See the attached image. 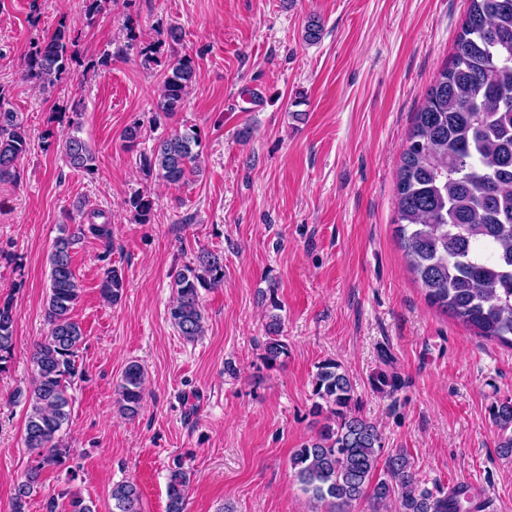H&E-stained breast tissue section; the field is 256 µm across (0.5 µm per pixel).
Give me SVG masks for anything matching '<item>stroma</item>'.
Returning a JSON list of instances; mask_svg holds the SVG:
<instances>
[{
    "mask_svg": "<svg viewBox=\"0 0 512 512\" xmlns=\"http://www.w3.org/2000/svg\"><path fill=\"white\" fill-rule=\"evenodd\" d=\"M467 0H105L87 20L82 0H0V91L19 112L29 149L19 177L0 182V299L17 313L11 363L0 372V512L33 463L23 441L31 356L48 326L47 255L75 208L103 212L112 243L75 248L82 285L71 316L86 337L71 392L68 471L45 470L26 512H69L70 495L112 512V486L136 483L142 512H165L167 469L191 472L186 512H325L289 459L323 420L311 412L318 365L335 360L359 412L377 423L385 453L407 452L419 488L470 480L496 512H512V456L497 448L489 408L512 400V349L475 336L428 304L395 235L396 174L414 115L452 55ZM319 21V40L305 38ZM75 30L76 60L57 86L23 79L34 38L59 22ZM144 40L176 25L198 69L168 128L196 127L202 175L179 186L146 177L140 152L161 68L136 54L101 64L126 22ZM83 103L79 135L93 174L71 168L43 136L69 130L67 102ZM144 137L128 149L125 128ZM154 200L149 223L134 193ZM224 258V283L201 292L207 323L186 341L167 308L170 274L193 254ZM116 268L125 288L107 303ZM279 303L288 353L263 360L265 294ZM146 370L137 416L115 407L130 361ZM397 376L377 392L379 373ZM125 288L122 275L116 269L105 270L100 284V295L108 302H116Z\"/></svg>",
    "mask_w": 512,
    "mask_h": 512,
    "instance_id": "stroma-1",
    "label": "stroma"
}]
</instances>
